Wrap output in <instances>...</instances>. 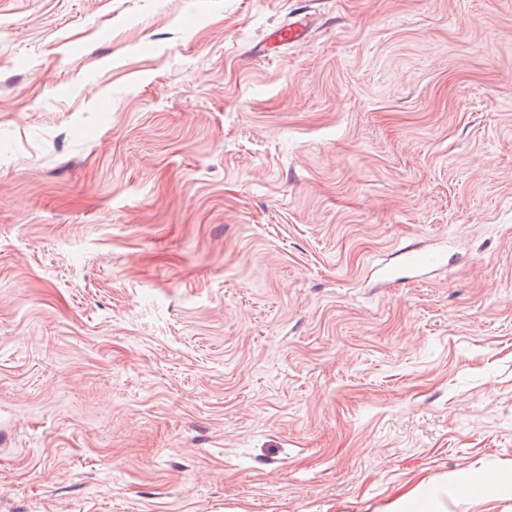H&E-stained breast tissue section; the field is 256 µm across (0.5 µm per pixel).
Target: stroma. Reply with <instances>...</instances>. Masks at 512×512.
Here are the masks:
<instances>
[{"label": "stroma", "mask_w": 512, "mask_h": 512, "mask_svg": "<svg viewBox=\"0 0 512 512\" xmlns=\"http://www.w3.org/2000/svg\"><path fill=\"white\" fill-rule=\"evenodd\" d=\"M416 488L512 512V0H0V512Z\"/></svg>", "instance_id": "obj_1"}]
</instances>
